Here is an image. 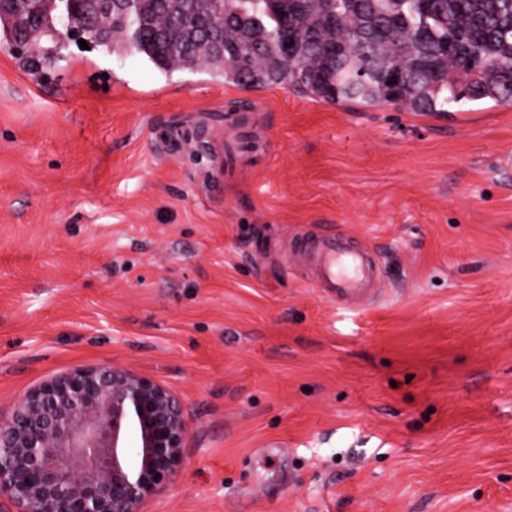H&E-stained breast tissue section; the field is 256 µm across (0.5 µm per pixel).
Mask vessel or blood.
<instances>
[{
  "label": "vessel or blood",
  "mask_w": 512,
  "mask_h": 512,
  "mask_svg": "<svg viewBox=\"0 0 512 512\" xmlns=\"http://www.w3.org/2000/svg\"><path fill=\"white\" fill-rule=\"evenodd\" d=\"M341 240V234L334 233L306 247V260L315 271L314 288L338 304L355 297H373L378 283L373 250L348 253Z\"/></svg>",
  "instance_id": "b4317fda"
}]
</instances>
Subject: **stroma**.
I'll return each mask as SVG.
<instances>
[{
  "instance_id": "1",
  "label": "stroma",
  "mask_w": 512,
  "mask_h": 512,
  "mask_svg": "<svg viewBox=\"0 0 512 512\" xmlns=\"http://www.w3.org/2000/svg\"><path fill=\"white\" fill-rule=\"evenodd\" d=\"M508 152L512 105L337 106L75 38L30 73L0 44V417L120 365L188 428L139 512H512ZM305 230L376 252L374 302L311 288Z\"/></svg>"
}]
</instances>
